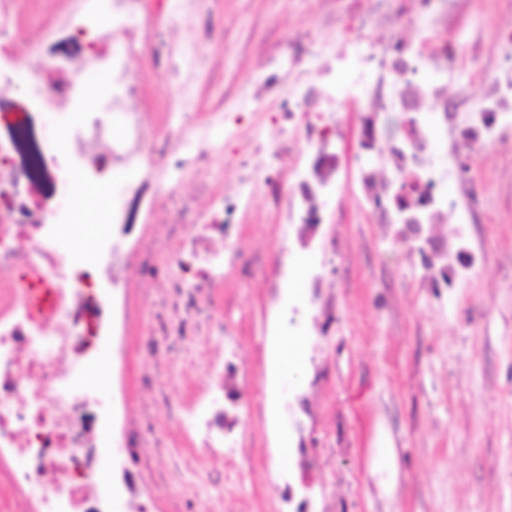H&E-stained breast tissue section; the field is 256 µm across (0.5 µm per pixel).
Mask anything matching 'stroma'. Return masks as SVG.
Returning <instances> with one entry per match:
<instances>
[{
    "mask_svg": "<svg viewBox=\"0 0 512 512\" xmlns=\"http://www.w3.org/2000/svg\"><path fill=\"white\" fill-rule=\"evenodd\" d=\"M67 4L17 0L14 40L0 59V70L13 78L0 120L30 119L49 147L84 117L88 96L96 118L121 129L108 74L73 69L91 47L60 25ZM171 6V0H145L142 24L158 60L138 72L139 101L157 124L192 119L208 126L193 146L206 156L203 168L191 165L167 176L173 186L168 208L192 214L239 175L224 162V127L213 115L242 113L241 139L268 137L279 102L256 104L242 90L270 53L307 30L341 49L338 23L354 16L355 3L205 0L202 10L215 27L184 36L197 59L185 84L166 62L177 26ZM386 9L403 24L374 26L369 41L438 47L449 29L465 33L472 42L468 74L448 92H464L474 104L481 100L484 86L470 73L496 63L495 35L512 21V0H458L437 23L426 0H388ZM50 64L60 66V79L84 86L62 109L33 95ZM357 80L350 60L332 85L342 105V133L323 148L330 159L324 173L336 189L320 201L326 222L318 234H299L259 192L240 215L238 249L245 262L226 275L224 322L239 340L246 374L236 410L245 441L242 476L219 489L205 477L216 462L204 450L195 453L203 470L198 476L173 464V449H159L163 497L154 512H165V497L178 494L192 499L194 512H277V487L285 479L300 492L326 497L335 512H512V145L473 160L477 186L467 210L424 225L420 237L408 236L370 204L364 179L382 170L387 147H361L369 103ZM175 100L184 106L172 115L167 105ZM293 279L300 294L288 299L284 286ZM264 318L271 323L265 336L259 331ZM289 332L303 338V375L272 395L264 346ZM170 343V371L177 377L171 390L192 395L211 357L191 342L174 337ZM143 366L133 350L124 379L89 384L77 378L73 385L119 414ZM283 428L290 435L285 456L276 446ZM301 448L310 449L307 460L298 459Z\"/></svg>",
    "mask_w": 512,
    "mask_h": 512,
    "instance_id": "obj_1",
    "label": "stroma"
}]
</instances>
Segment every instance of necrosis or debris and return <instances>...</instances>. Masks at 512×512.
<instances>
[{"label":"necrosis or debris","mask_w":512,"mask_h":512,"mask_svg":"<svg viewBox=\"0 0 512 512\" xmlns=\"http://www.w3.org/2000/svg\"><path fill=\"white\" fill-rule=\"evenodd\" d=\"M387 0H371L369 11L343 24L342 42L354 51L361 80L377 106L364 126L372 142L390 138L391 161L397 170L387 194L407 186L412 207L423 223L432 224L451 212L448 184L429 158L430 143L422 135L389 130L379 116L394 112L422 127V98H440L439 81L449 62L467 54L469 40L450 34L445 58L431 52L398 56L394 46L367 42L365 32ZM112 41L107 50L86 57L82 68L108 67L112 108L122 117L120 138L110 126L91 119L61 136L54 151L41 149L26 122L11 124L0 138V512H112V499L123 493L135 503L134 512H151L139 496L141 485L159 484L161 473L148 451L176 448L183 442L200 445L222 459L226 468L239 466L243 440L234 412L241 400L240 372L235 365L239 343L224 328L225 267L239 261L236 243L241 226L237 213L252 191L265 192L308 233L325 221L314 205L329 191L326 183L310 184L308 174L325 156L320 148L336 134L335 97L325 93L330 69L304 67L315 35L289 47L288 62L295 78L283 83L277 60H270L263 83L281 98L273 118L280 137L306 143L293 160V182L285 184L280 170L268 166L256 172L253 156L264 151L261 140L236 144L225 155L239 171L225 184L214 209L191 222L190 234L170 223L163 208L164 186L145 190L134 184L126 198L112 202V233L94 242L92 263L80 257L61 261L51 238L56 215L35 204L28 188L39 183L64 188L89 184L106 170L141 165L165 170L199 165L202 155H185L195 136L194 124L161 129L137 105L135 70L151 49L134 21L139 0H112ZM497 40L503 62L483 75L485 91L479 105L465 97L444 103L442 119L454 127L456 143L448 168L459 184H467L470 169L459 153L480 155L503 145L512 131V27L500 29ZM85 165L75 168L70 156ZM149 199L151 224L134 225L132 217L142 199ZM160 300L166 309L147 330H138L136 344L150 366L140 372L138 386L146 401L121 418L101 412L98 402L70 390L75 368L93 355L104 336H127L136 328L146 302ZM208 308V320L197 321L194 310ZM189 338L210 349L212 370L202 393L184 398L167 392L172 361L170 337ZM170 410L169 426L155 418L153 404ZM119 425L124 448L141 449L136 463L119 461V482L100 486L95 479L99 437Z\"/></svg>","instance_id":"1"}]
</instances>
